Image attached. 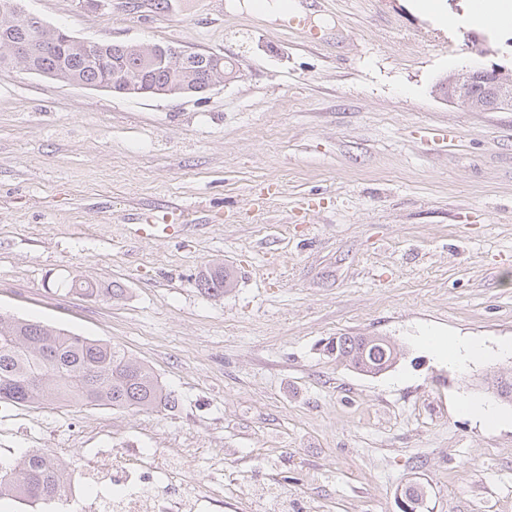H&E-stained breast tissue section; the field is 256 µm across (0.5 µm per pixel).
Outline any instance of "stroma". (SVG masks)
Listing matches in <instances>:
<instances>
[{
	"label": "stroma",
	"instance_id": "obj_1",
	"mask_svg": "<svg viewBox=\"0 0 512 512\" xmlns=\"http://www.w3.org/2000/svg\"><path fill=\"white\" fill-rule=\"evenodd\" d=\"M24 0L95 43L157 42L231 61L188 97H131L0 68V311L123 348L175 402L152 412L0 403V457L64 463L146 449L200 512H512V111L448 103L466 67L512 69V28L469 0H323L304 19L223 0ZM457 129L453 143L438 131ZM221 263L232 288L199 275ZM81 276L120 296L66 293ZM385 336L388 371L328 353ZM428 335L486 355L461 366ZM485 401L486 429L460 411ZM459 408L485 427H492L500 420L498 412L490 405L469 398H463L459 402Z\"/></svg>",
	"mask_w": 512,
	"mask_h": 512
}]
</instances>
